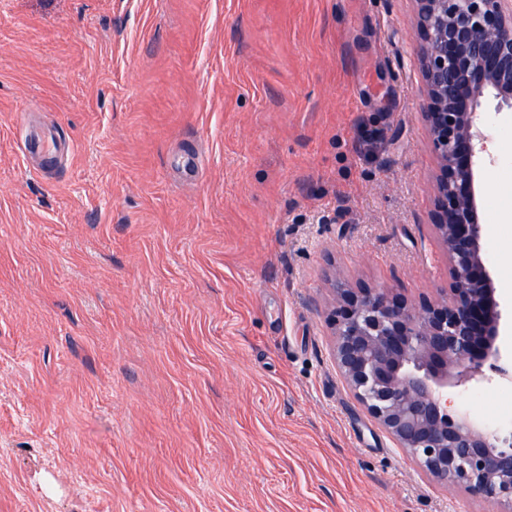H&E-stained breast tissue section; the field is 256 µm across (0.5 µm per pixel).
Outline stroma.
Here are the masks:
<instances>
[{"instance_id": "stroma-1", "label": "stroma", "mask_w": 512, "mask_h": 512, "mask_svg": "<svg viewBox=\"0 0 512 512\" xmlns=\"http://www.w3.org/2000/svg\"><path fill=\"white\" fill-rule=\"evenodd\" d=\"M412 0H0V512H498L333 359L336 282L437 298ZM482 111L512 349V113ZM51 124L58 150L17 127ZM512 430V383L448 409Z\"/></svg>"}]
</instances>
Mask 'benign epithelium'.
<instances>
[{
  "instance_id": "7a95c632",
  "label": "benign epithelium",
  "mask_w": 512,
  "mask_h": 512,
  "mask_svg": "<svg viewBox=\"0 0 512 512\" xmlns=\"http://www.w3.org/2000/svg\"><path fill=\"white\" fill-rule=\"evenodd\" d=\"M423 121L437 161L433 235L448 257L438 300L341 283L328 323L333 357L367 413L425 471L512 512V431L448 413V386L512 380L487 272L475 158L481 98L512 111V0H414Z\"/></svg>"
}]
</instances>
